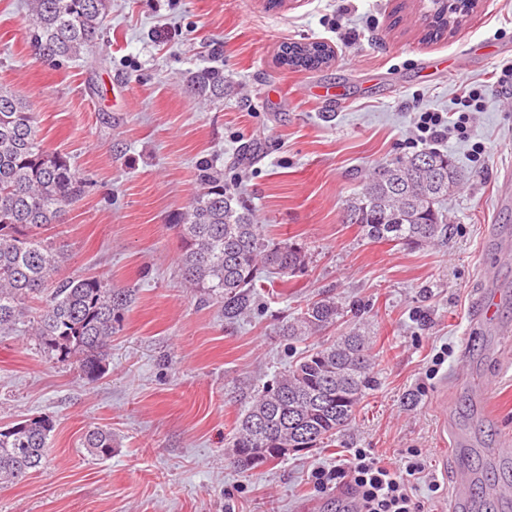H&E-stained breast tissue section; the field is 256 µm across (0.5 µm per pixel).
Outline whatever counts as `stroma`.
Instances as JSON below:
<instances>
[{
	"label": "stroma",
	"instance_id": "1",
	"mask_svg": "<svg viewBox=\"0 0 512 512\" xmlns=\"http://www.w3.org/2000/svg\"><path fill=\"white\" fill-rule=\"evenodd\" d=\"M430 0H111L102 52L78 61L35 56L25 0H0V88L33 104L43 145L71 158L88 187L60 223L42 230L64 255L62 278L95 274L135 291L112 338L106 370L83 378L34 337L0 335V427L45 415L54 422L43 468L0 488V512H338L348 482L317 488L349 449L386 458L422 451L451 512L455 472L472 475L474 512H512V335L475 325L486 280L512 325V263L494 234L512 230L498 206L497 174L512 171V99L495 73L512 62V0H476L458 29L425 40ZM343 14L350 41L326 20ZM285 42H321L333 61L315 70L279 64ZM472 46L473 66L452 68ZM220 63L227 88L209 102L185 89ZM484 88L468 139L441 151L463 183L443 203L446 234L410 248L373 242L348 223V201L383 160L417 152L422 111L452 112L462 82ZM482 142L481 161L472 158ZM224 169L268 243L304 247L296 275L265 276L251 309L224 319L220 302L184 285L169 216L197 191L196 167ZM358 308L375 387L334 446L293 453L246 472L230 462L235 422L263 384L331 327L291 340L279 327L311 300ZM444 363H437V356ZM486 384L495 411L470 385ZM111 429V458L81 442Z\"/></svg>",
	"mask_w": 512,
	"mask_h": 512
}]
</instances>
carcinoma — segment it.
Masks as SVG:
<instances>
[{"instance_id":"obj_1","label":"carcinoma","mask_w":512,"mask_h":512,"mask_svg":"<svg viewBox=\"0 0 512 512\" xmlns=\"http://www.w3.org/2000/svg\"><path fill=\"white\" fill-rule=\"evenodd\" d=\"M427 39L443 35L469 12L441 0ZM110 0H29L27 26L35 55L78 60L96 52L106 29ZM282 63L301 69L328 64L332 52L319 42L282 47ZM187 90L205 99L224 96V69L218 65L191 73ZM199 192L170 215L181 242L186 285L224 303L233 320L251 307L259 267L293 276L306 265L303 247L269 245L251 208L224 171L210 161L197 166ZM462 175L448 154L424 148L377 165L347 207L348 221L374 242L412 248L430 244L445 232L439 209ZM86 180L69 158L45 149L37 138L32 105L0 89V332L35 337L52 358L75 361L88 380L106 370L112 336L132 290H116L98 276L53 283L62 254L37 229L57 224ZM341 308L327 297L306 305L279 328L290 338L320 332L336 323ZM369 341L356 329L330 345L313 349L288 372L265 384L236 421L231 463L241 470L283 459L288 448H315L333 442L352 422L362 399L374 387ZM54 425L35 417L0 428V485L24 480L43 464ZM112 432H86L83 447L98 459L112 457ZM279 453H272L273 449Z\"/></svg>"}]
</instances>
